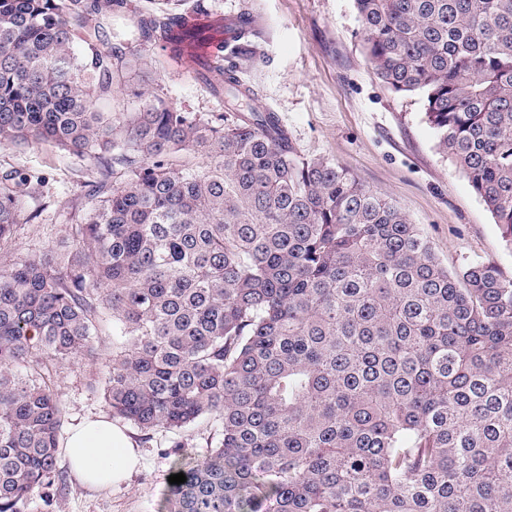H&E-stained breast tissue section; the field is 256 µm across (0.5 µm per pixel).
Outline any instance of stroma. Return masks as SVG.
<instances>
[{"label": "stroma", "mask_w": 512, "mask_h": 512, "mask_svg": "<svg viewBox=\"0 0 512 512\" xmlns=\"http://www.w3.org/2000/svg\"><path fill=\"white\" fill-rule=\"evenodd\" d=\"M214 18L249 11L262 31L252 55H225L255 92V104L278 116L302 154L325 159L364 188L401 207L427 237L449 270L479 260L512 276V246L467 178L436 149V134L419 96L390 91L375 75L363 47L353 0H208ZM151 72V95L180 111L210 115L221 98L199 78L203 64L174 55L159 43L138 47ZM0 167L47 180L41 216L18 225L0 246V261L24 259L71 239V199L82 195L91 164L50 143H0ZM94 343L96 366L75 360L58 369L55 389L65 409L64 428L108 414L103 382L112 358V326ZM140 467L117 488L92 489L69 474L65 457L57 467L64 484L34 493L24 512H165L172 473L174 434L159 429L142 439L134 424Z\"/></svg>", "instance_id": "obj_1"}]
</instances>
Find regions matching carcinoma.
Masks as SVG:
<instances>
[{"label":"carcinoma","instance_id":"carcinoma-1","mask_svg":"<svg viewBox=\"0 0 512 512\" xmlns=\"http://www.w3.org/2000/svg\"><path fill=\"white\" fill-rule=\"evenodd\" d=\"M139 39L206 0H144ZM126 0H0V142L92 161L72 200L71 250L0 265V512L62 480L64 409L48 364H91L104 316L112 415L144 432L209 420L167 512H512V278L450 272L396 204L303 155L215 58L225 112L159 98L114 117L112 41ZM364 49L392 92L417 95L436 147L512 247V0H354ZM238 50L259 32L235 24ZM201 153V169L175 159ZM125 179L114 181L115 175ZM45 179L0 173V243L39 212Z\"/></svg>","mask_w":512,"mask_h":512}]
</instances>
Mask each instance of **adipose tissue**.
Instances as JSON below:
<instances>
[{"label": "adipose tissue", "mask_w": 512, "mask_h": 512, "mask_svg": "<svg viewBox=\"0 0 512 512\" xmlns=\"http://www.w3.org/2000/svg\"><path fill=\"white\" fill-rule=\"evenodd\" d=\"M64 452L72 472L91 487L120 485L140 464L136 444L123 427L104 416L71 429Z\"/></svg>", "instance_id": "obj_1"}]
</instances>
